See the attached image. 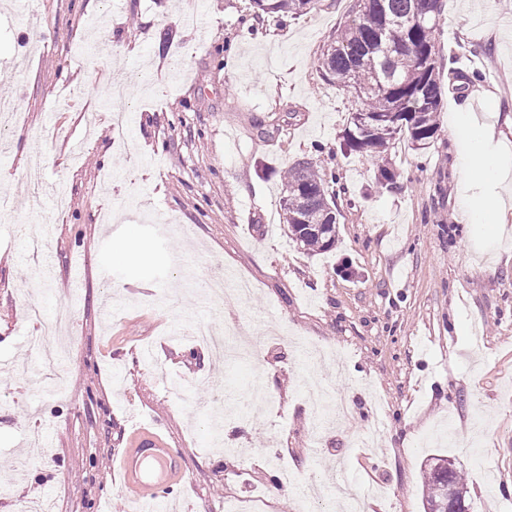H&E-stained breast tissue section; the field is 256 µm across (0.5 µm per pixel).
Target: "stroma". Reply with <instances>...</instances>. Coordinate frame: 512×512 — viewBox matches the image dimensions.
<instances>
[{
	"label": "stroma",
	"instance_id": "35a3bbf8",
	"mask_svg": "<svg viewBox=\"0 0 512 512\" xmlns=\"http://www.w3.org/2000/svg\"><path fill=\"white\" fill-rule=\"evenodd\" d=\"M349 9L319 0L259 27L251 0H0V102L22 115L0 130V512L45 497L53 512H133L108 464L154 417L191 476L162 512H237L256 494L257 512H295L334 464L354 495L377 486L369 512H425L432 455L452 458L470 512H512V9L447 0L441 46L480 79L445 88L428 149L395 142L391 191L369 156H343L352 98L317 70ZM115 75L134 117L120 141ZM475 146L497 177L468 187ZM35 150L48 193L33 207ZM310 157L336 172L329 252L283 222L279 173ZM215 265L252 288L218 312L204 291ZM61 300L76 319L49 345L55 389L25 308ZM199 325L248 356L214 358L189 334ZM305 345L325 351L314 375L348 405L322 433ZM278 481L287 496H271Z\"/></svg>",
	"mask_w": 512,
	"mask_h": 512
}]
</instances>
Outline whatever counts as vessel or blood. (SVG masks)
Instances as JSON below:
<instances>
[{
	"label": "vessel or blood",
	"instance_id": "vessel-or-blood-1",
	"mask_svg": "<svg viewBox=\"0 0 512 512\" xmlns=\"http://www.w3.org/2000/svg\"><path fill=\"white\" fill-rule=\"evenodd\" d=\"M113 459L119 464L123 490L138 504V512H156L167 482L187 478L166 436L152 425L137 429L127 448L114 453Z\"/></svg>",
	"mask_w": 512,
	"mask_h": 512
}]
</instances>
